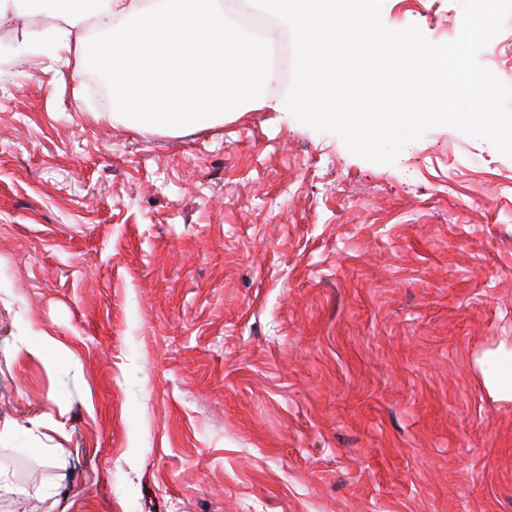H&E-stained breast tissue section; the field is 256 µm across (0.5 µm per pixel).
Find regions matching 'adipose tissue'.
Wrapping results in <instances>:
<instances>
[{"label": "adipose tissue", "mask_w": 512, "mask_h": 512, "mask_svg": "<svg viewBox=\"0 0 512 512\" xmlns=\"http://www.w3.org/2000/svg\"><path fill=\"white\" fill-rule=\"evenodd\" d=\"M61 22L56 62L75 75L110 67L112 113L138 130H183L262 105L272 73L262 45L223 0H21Z\"/></svg>", "instance_id": "1"}]
</instances>
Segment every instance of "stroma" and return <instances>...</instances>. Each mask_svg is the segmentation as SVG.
<instances>
[{
  "label": "stroma",
  "mask_w": 512,
  "mask_h": 512,
  "mask_svg": "<svg viewBox=\"0 0 512 512\" xmlns=\"http://www.w3.org/2000/svg\"><path fill=\"white\" fill-rule=\"evenodd\" d=\"M53 32L0 15V512H512V158L374 163L274 84L138 131ZM477 60L512 76V17Z\"/></svg>",
  "instance_id": "1"
}]
</instances>
